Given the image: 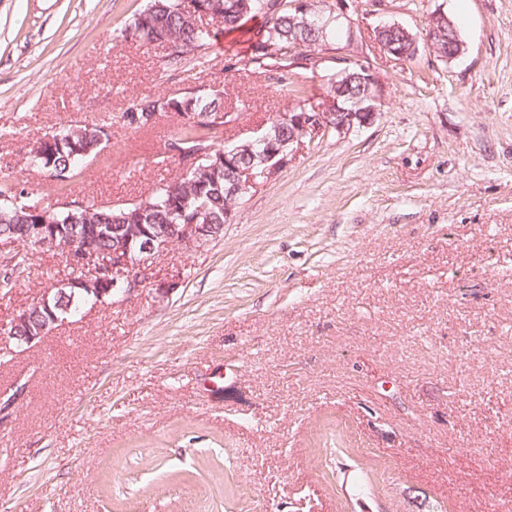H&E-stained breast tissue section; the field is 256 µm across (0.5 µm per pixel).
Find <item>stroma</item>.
<instances>
[{
  "label": "stroma",
  "mask_w": 512,
  "mask_h": 512,
  "mask_svg": "<svg viewBox=\"0 0 512 512\" xmlns=\"http://www.w3.org/2000/svg\"><path fill=\"white\" fill-rule=\"evenodd\" d=\"M148 0H0V183L43 204L125 206L180 172L146 94L226 93L249 138L294 107L240 34L178 63L122 40ZM442 12L466 45L425 43ZM351 36L285 73L320 104L340 58L384 92L371 124L303 138L224 234L151 287L37 343L0 333V512H501L512 506V0H349ZM420 41L384 53L375 28ZM242 67L226 78L227 63ZM112 136L65 190L31 150ZM0 298L9 322L65 279L59 256ZM166 283L157 294L154 283ZM389 27H399L400 29H393V30H389V31H385L384 33L381 34V38H382V41L386 42V43H390V42H402V46H397L396 43H390V44H385V43H382L380 42V40L378 38H376V35H378V33L383 30V29H386V28H389ZM414 41L413 43V46L411 47L412 52L410 53L409 55V50L408 48L405 46V39H406V36L404 34V32ZM375 39L379 45V47L386 53L390 54V55H394L398 58H413L418 51V44H416V37H414L406 28L402 27L401 25H399L398 23H393V24H390V25H386V26H378L376 27V30H375ZM416 45V46H415ZM415 46V47H414ZM160 98H163V97H160V96L157 97L153 94L143 95L132 106V108L130 110H128L127 112H124L122 114L121 118L123 119V125H125L127 128H129L133 131H141L144 129H149V128L154 127V125L157 123L156 122V119L158 118V117H156L157 113L152 114L149 121L140 120V119L144 115V106H147L153 100H156V99L159 100ZM148 123H150V124H148Z\"/></svg>",
  "instance_id": "35a3bbf8"
}]
</instances>
